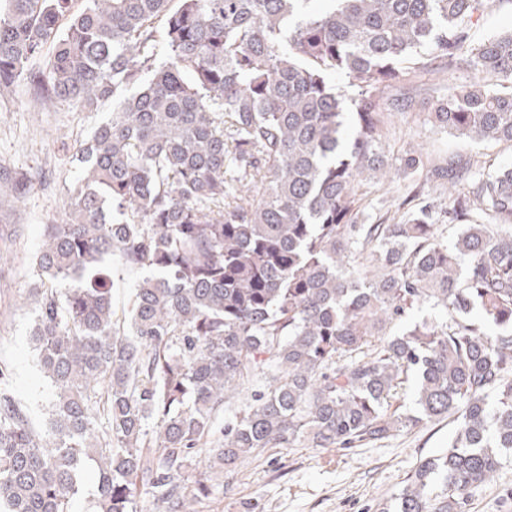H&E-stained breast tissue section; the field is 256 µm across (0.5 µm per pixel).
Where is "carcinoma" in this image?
<instances>
[{"label": "carcinoma", "instance_id": "carcinoma-1", "mask_svg": "<svg viewBox=\"0 0 512 512\" xmlns=\"http://www.w3.org/2000/svg\"><path fill=\"white\" fill-rule=\"evenodd\" d=\"M0 0V92L112 102L68 158L47 225L32 339L54 388L40 442L0 366V512H187L213 474L267 448H354L454 417L393 512H466L512 451V169L402 158L414 209L370 222L389 172L385 90L439 68L449 133L512 144V31L467 42L489 0ZM358 88L351 133L333 77ZM448 185V204L434 188ZM459 225L453 242L441 224ZM146 271L128 330L112 263ZM439 321H405L415 306ZM415 381L418 413L400 399ZM498 394L488 406V392ZM207 456L193 482L185 474Z\"/></svg>", "mask_w": 512, "mask_h": 512}]
</instances>
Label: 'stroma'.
<instances>
[{
	"instance_id": "stroma-1",
	"label": "stroma",
	"mask_w": 512,
	"mask_h": 512,
	"mask_svg": "<svg viewBox=\"0 0 512 512\" xmlns=\"http://www.w3.org/2000/svg\"><path fill=\"white\" fill-rule=\"evenodd\" d=\"M511 30L512 0H491L466 27L472 42ZM470 79L468 71L457 70L394 88V95L414 97L419 107L393 113L388 129L402 149L423 146L433 161L472 154L488 170L512 168V145L457 138L426 111L427 104ZM111 115L108 103L93 111L65 102L41 106L23 83L0 94V166L26 170L34 178L21 198L0 182V365L8 366L12 392L41 432L47 428L51 388L31 342L40 285L36 257L46 226L64 216L77 177L68 156ZM452 429L446 418L358 448H269L225 472L195 512H241L246 501L256 503L257 512H379L421 461L447 449ZM466 512H512V452L504 453L495 482L475 491Z\"/></svg>"
}]
</instances>
